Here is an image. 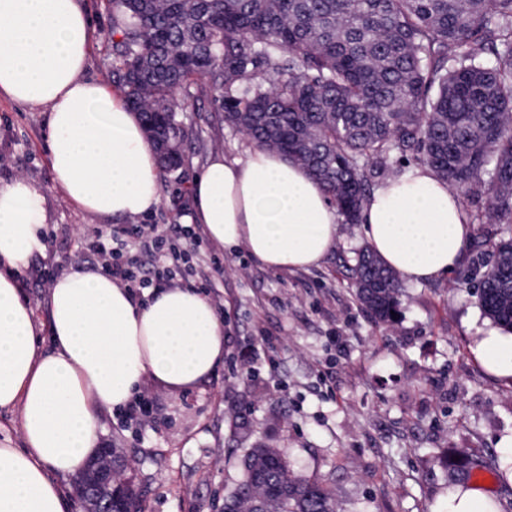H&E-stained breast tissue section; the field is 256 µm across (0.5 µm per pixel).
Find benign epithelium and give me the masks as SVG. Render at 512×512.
Returning <instances> with one entry per match:
<instances>
[{"mask_svg": "<svg viewBox=\"0 0 512 512\" xmlns=\"http://www.w3.org/2000/svg\"><path fill=\"white\" fill-rule=\"evenodd\" d=\"M112 448L102 443L77 480L80 499L94 503V512H138L136 497L117 489Z\"/></svg>", "mask_w": 512, "mask_h": 512, "instance_id": "obj_1", "label": "benign epithelium"}]
</instances>
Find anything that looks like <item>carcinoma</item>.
Here are the masks:
<instances>
[{"label": "carcinoma", "instance_id": "carcinoma-1", "mask_svg": "<svg viewBox=\"0 0 512 512\" xmlns=\"http://www.w3.org/2000/svg\"><path fill=\"white\" fill-rule=\"evenodd\" d=\"M112 83L170 172L183 165L182 102L211 100L247 144L304 166L345 224L369 182L412 155L458 195L483 186L470 223H512V0H108ZM491 170V179L481 176ZM476 296L512 331V232L482 234ZM376 324L394 322L395 273L363 247L349 267ZM497 456L450 450L451 475H500ZM224 512H339L335 494L254 448Z\"/></svg>", "mask_w": 512, "mask_h": 512}]
</instances>
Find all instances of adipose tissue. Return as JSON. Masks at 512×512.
Masks as SVG:
<instances>
[{
	"label": "adipose tissue",
	"mask_w": 512,
	"mask_h": 512,
	"mask_svg": "<svg viewBox=\"0 0 512 512\" xmlns=\"http://www.w3.org/2000/svg\"><path fill=\"white\" fill-rule=\"evenodd\" d=\"M92 21L78 0H0V97L45 108L52 181L81 212L106 222L161 201L156 155L121 96L85 75ZM193 219L210 240L242 246L272 271L318 265L336 243L338 212L313 176L277 152L211 156L193 186ZM42 190L0 182V411H17L22 447L0 442V512H72L63 482L98 446L101 412L134 403L145 380L188 390L224 359V323L189 288L144 301L111 276L70 267L49 289L42 351L21 279L45 254ZM360 229L403 279L430 282L461 261L474 227L455 192L425 165L373 191ZM512 377V335L490 330L472 349Z\"/></svg>",
	"instance_id": "obj_1"
}]
</instances>
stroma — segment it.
Returning a JSON list of instances; mask_svg holds the SVG:
<instances>
[{
  "mask_svg": "<svg viewBox=\"0 0 512 512\" xmlns=\"http://www.w3.org/2000/svg\"><path fill=\"white\" fill-rule=\"evenodd\" d=\"M80 2L96 28L86 74L105 84L112 13L106 0ZM178 118L190 134L185 161L161 175V201L140 223H186L194 179L215 150L231 162L249 152L216 113L188 102ZM47 134L44 109L0 99V180L26 178L46 197L47 252L23 277L41 322L65 269L101 270L112 259L86 248L102 224L54 189ZM365 244L358 225H339L319 265L282 272L206 238L191 250V265H222L210 298L223 310V364L186 392L145 381L147 422L102 418L100 439L123 452L143 512H220L244 455L257 447L279 449L299 476L333 489L341 512H436L448 497V449L502 450L512 435V380L486 372L471 352L477 329L493 326L468 279L477 253L437 280L404 283L394 323L378 327L345 267ZM256 350L262 359L240 376Z\"/></svg>",
  "mask_w": 512,
  "mask_h": 512,
  "instance_id": "35a3bbf8",
  "label": "stroma"
}]
</instances>
